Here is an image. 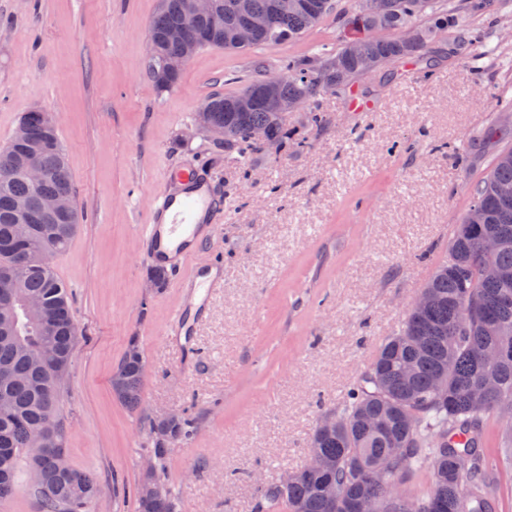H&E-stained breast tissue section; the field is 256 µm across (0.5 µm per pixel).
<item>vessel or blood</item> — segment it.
I'll use <instances>...</instances> for the list:
<instances>
[{
	"label": "vessel or blood",
	"instance_id": "obj_1",
	"mask_svg": "<svg viewBox=\"0 0 512 512\" xmlns=\"http://www.w3.org/2000/svg\"><path fill=\"white\" fill-rule=\"evenodd\" d=\"M167 181V187L154 195L142 236L148 243V259L182 270V285L193 293L213 280L214 262L201 243L217 232L216 225L197 223L196 213L213 209L216 201L195 173L173 169Z\"/></svg>",
	"mask_w": 512,
	"mask_h": 512
}]
</instances>
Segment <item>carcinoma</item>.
I'll return each instance as SVG.
<instances>
[{"label": "carcinoma", "instance_id": "cac0c4a2", "mask_svg": "<svg viewBox=\"0 0 512 512\" xmlns=\"http://www.w3.org/2000/svg\"><path fill=\"white\" fill-rule=\"evenodd\" d=\"M187 0H162L150 22L153 35L149 70L182 50V44L163 39L166 29L183 18ZM217 10L191 31L205 36L200 48L239 51L230 32L239 18L235 0H215ZM284 8L272 14L271 27L251 48L296 42L332 14L350 36L332 48L311 56L288 58L281 66V97L300 104L306 122H323L318 96L345 89L362 75L361 58L380 62V78L392 83L414 65L429 78L448 51L435 40V30L448 23L456 28L452 45L482 43L474 28L491 10L493 0H387L380 15L364 12L363 4L340 11L336 0H279ZM412 26L418 40H402L399 30ZM235 95H215L202 105L209 120L227 127L224 158L240 162L254 154L301 150L306 141H290L286 119L270 112L258 100L249 112H235ZM30 132L35 159L49 172L39 186L25 174L28 154L15 141L0 149V272L18 269L15 287L22 295L43 300L53 330L43 331L22 308L13 334H0V500L12 497L21 476L20 462L30 456V468L40 471L41 484L32 486L42 512H87L97 492L83 471L59 470L56 453L66 448V428L59 410L62 385L58 367L70 366L77 340L69 291L52 268L50 258L65 251L75 232L73 224H39L25 220L16 209L20 200L35 201L41 194H75L71 172L57 131L46 133L43 113L20 116ZM260 130L263 137L254 138ZM512 130L501 124L487 127L483 141L498 146L486 172L469 185L468 207L484 214L480 224L461 219L455 225L448 258L435 263L424 290L433 295L425 309L411 308L401 327L379 344L367 368L353 381L342 403L323 414L335 422L331 429L317 426L308 447L319 453L324 466L303 465L288 484L272 482L262 488L258 512H356L372 499L379 512H404V503L392 494L400 482L417 512H496L498 490L482 462L494 437L506 433L502 421L512 419V281L483 275L481 240L502 239L497 262L512 268V200L499 187L512 185V143L502 147ZM128 349L112 376V389L131 410L142 405L145 359ZM497 357L483 356L487 349ZM411 364L410 373L404 366ZM44 427L49 446L32 448V430ZM197 432V416L183 411L175 419L151 426L156 465L165 459L170 442L185 443ZM336 485V499L322 492ZM134 512H175L171 490L149 500L134 494Z\"/></svg>", "mask_w": 512, "mask_h": 512}]
</instances>
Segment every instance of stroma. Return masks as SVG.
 Segmentation results:
<instances>
[{
    "instance_id": "stroma-1",
    "label": "stroma",
    "mask_w": 512,
    "mask_h": 512,
    "mask_svg": "<svg viewBox=\"0 0 512 512\" xmlns=\"http://www.w3.org/2000/svg\"><path fill=\"white\" fill-rule=\"evenodd\" d=\"M159 5L0 0V147L30 108L57 116L78 212L52 260L79 329L61 407L67 460L97 485L88 512H133L151 422L191 406L197 434L167 454L180 512H256L260 483L304 464L321 412L336 409L447 255L471 172L484 165L467 145L512 101V0H494L496 32L433 78L363 79L366 112L349 93H323L321 128L288 117L308 148L242 165L194 131L202 103L338 42L342 27L332 17L255 53L202 49L162 92L147 70ZM174 167L203 171L224 199L206 245L223 284L187 344L170 339L167 317L188 293L173 268L154 282L136 232ZM134 336L147 365L136 411L112 391Z\"/></svg>"
}]
</instances>
